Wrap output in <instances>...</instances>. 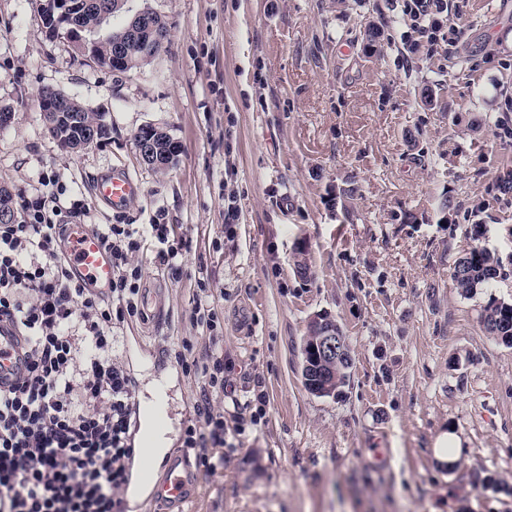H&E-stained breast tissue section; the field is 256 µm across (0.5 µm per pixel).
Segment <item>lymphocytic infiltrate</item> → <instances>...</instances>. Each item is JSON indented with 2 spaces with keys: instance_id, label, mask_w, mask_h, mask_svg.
<instances>
[{
  "instance_id": "f902f5d3",
  "label": "lymphocytic infiltrate",
  "mask_w": 512,
  "mask_h": 512,
  "mask_svg": "<svg viewBox=\"0 0 512 512\" xmlns=\"http://www.w3.org/2000/svg\"><path fill=\"white\" fill-rule=\"evenodd\" d=\"M403 12L430 40L462 18L448 0H403ZM40 184L23 199L22 220L0 223V318L23 338L22 368L0 389V512H123L135 389L114 330L140 314L142 270L133 258L143 242H156L157 262L175 279L190 242L171 224L92 225L118 275L106 294L81 287L61 246L70 219L87 209L63 200L58 178ZM188 320L195 333L180 337L173 354L199 392L181 448L212 471L233 364L208 288L194 294Z\"/></svg>"
}]
</instances>
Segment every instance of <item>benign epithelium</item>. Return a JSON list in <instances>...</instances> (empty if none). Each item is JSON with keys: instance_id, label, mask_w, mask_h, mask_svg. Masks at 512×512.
Segmentation results:
<instances>
[{"instance_id": "1", "label": "benign epithelium", "mask_w": 512, "mask_h": 512, "mask_svg": "<svg viewBox=\"0 0 512 512\" xmlns=\"http://www.w3.org/2000/svg\"><path fill=\"white\" fill-rule=\"evenodd\" d=\"M43 8L57 19L55 27L49 31L52 36L64 35L74 47L83 55L92 59L96 64L105 69L122 65L127 46L135 41L139 35V28L144 24L143 14L137 13L131 18L127 26L119 36L112 39V53L104 57L98 56L95 47L87 43L80 34L77 25L73 21L75 5L67 0H43ZM41 111L49 116L48 127L55 128L63 122L73 123L70 117L69 98L65 94H54L40 100ZM137 150L141 161L153 168L163 164L161 155L157 153L153 142L138 139ZM336 320L324 313L314 315L311 320L312 336L311 348L315 349L312 362H303L301 372L316 373L326 376V370L336 371V363L346 353V343L343 336L338 333Z\"/></svg>"}]
</instances>
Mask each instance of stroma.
Masks as SVG:
<instances>
[{
  "label": "stroma",
  "instance_id": "obj_1",
  "mask_svg": "<svg viewBox=\"0 0 512 512\" xmlns=\"http://www.w3.org/2000/svg\"><path fill=\"white\" fill-rule=\"evenodd\" d=\"M448 2L460 38L431 55L408 44L401 0H127L163 15L170 40L118 74L50 37L39 0H0V108L12 112L0 186L19 201L54 175L89 223L164 222L190 242L177 280L154 243L135 256L165 318L128 321L118 348L137 399L166 386L167 447L196 396L168 348L194 333L198 285L218 305L234 364L224 422L245 430L226 433L216 471L197 468L188 512H512V348L481 323L489 298L512 302V191L499 182L512 170V0ZM45 87L101 115L109 138L63 150ZM148 123L182 145L166 172L138 157ZM115 169L141 187L120 213L95 193ZM476 224L503 273L463 296L452 273ZM317 313L354 360L338 399L302 384ZM447 431L462 442L448 467L434 456Z\"/></svg>",
  "mask_w": 512,
  "mask_h": 512
}]
</instances>
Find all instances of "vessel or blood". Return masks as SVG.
Listing matches in <instances>:
<instances>
[{
    "mask_svg": "<svg viewBox=\"0 0 512 512\" xmlns=\"http://www.w3.org/2000/svg\"><path fill=\"white\" fill-rule=\"evenodd\" d=\"M96 191L112 211L120 212L138 195L140 187L129 175L115 171L97 180ZM62 249L75 282L97 292L111 288L117 277L112 254L93 232L81 224L69 225ZM193 483V470L177 453L169 451L148 461L140 458L124 489V501L135 508L149 502L163 507L164 512H183Z\"/></svg>",
    "mask_w": 512,
    "mask_h": 512,
    "instance_id": "b4317fda",
    "label": "vessel or blood"
}]
</instances>
